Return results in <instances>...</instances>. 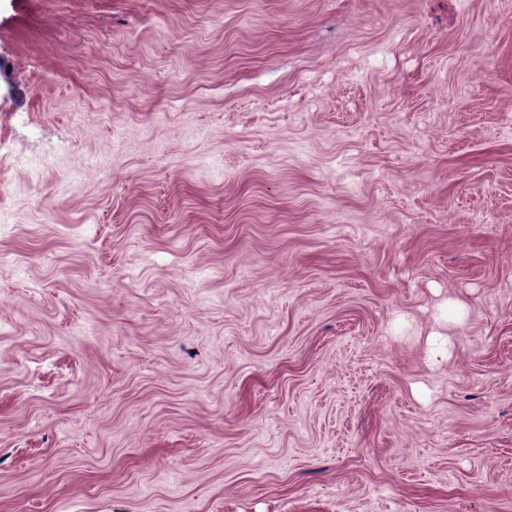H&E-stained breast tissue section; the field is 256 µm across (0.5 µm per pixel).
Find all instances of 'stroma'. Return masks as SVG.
<instances>
[{"label": "stroma", "mask_w": 512, "mask_h": 512, "mask_svg": "<svg viewBox=\"0 0 512 512\" xmlns=\"http://www.w3.org/2000/svg\"><path fill=\"white\" fill-rule=\"evenodd\" d=\"M0 512H512V0H0Z\"/></svg>", "instance_id": "stroma-1"}]
</instances>
